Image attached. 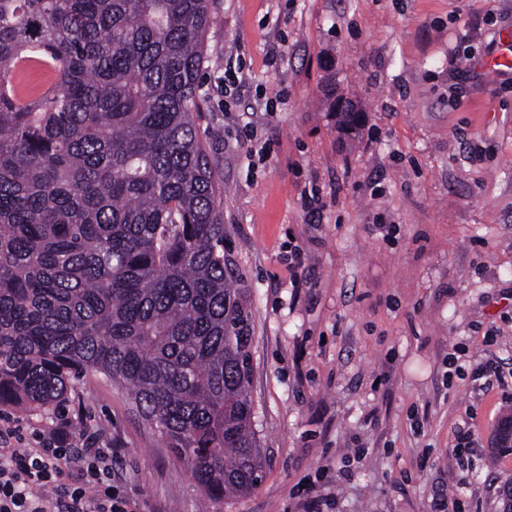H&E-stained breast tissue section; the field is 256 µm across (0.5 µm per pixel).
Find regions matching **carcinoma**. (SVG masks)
<instances>
[{"mask_svg": "<svg viewBox=\"0 0 512 512\" xmlns=\"http://www.w3.org/2000/svg\"><path fill=\"white\" fill-rule=\"evenodd\" d=\"M212 0H0V407L113 380L212 504L250 493L249 318L197 133ZM53 90L20 96L27 63Z\"/></svg>", "mask_w": 512, "mask_h": 512, "instance_id": "obj_1", "label": "carcinoma"}]
</instances>
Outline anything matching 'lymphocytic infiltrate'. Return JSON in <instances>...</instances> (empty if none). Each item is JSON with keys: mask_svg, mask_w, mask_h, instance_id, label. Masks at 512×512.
<instances>
[{"mask_svg": "<svg viewBox=\"0 0 512 512\" xmlns=\"http://www.w3.org/2000/svg\"><path fill=\"white\" fill-rule=\"evenodd\" d=\"M113 451L62 424L40 448L0 450V512H136L112 483Z\"/></svg>", "mask_w": 512, "mask_h": 512, "instance_id": "1", "label": "lymphocytic infiltrate"}]
</instances>
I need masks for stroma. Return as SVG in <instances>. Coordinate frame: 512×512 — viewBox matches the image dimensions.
<instances>
[{
	"label": "stroma",
	"instance_id": "35a3bbf8",
	"mask_svg": "<svg viewBox=\"0 0 512 512\" xmlns=\"http://www.w3.org/2000/svg\"><path fill=\"white\" fill-rule=\"evenodd\" d=\"M450 1L213 0L198 132L224 183L264 456L258 487L218 512H308L309 482L320 512H499L512 73L479 62L512 29V0H454L457 18ZM338 95L365 114L354 136L328 110ZM9 416L22 448L64 419L97 432L139 512H202L189 467L99 373L73 380L65 408ZM462 429L475 437L457 456Z\"/></svg>",
	"mask_w": 512,
	"mask_h": 512
}]
</instances>
